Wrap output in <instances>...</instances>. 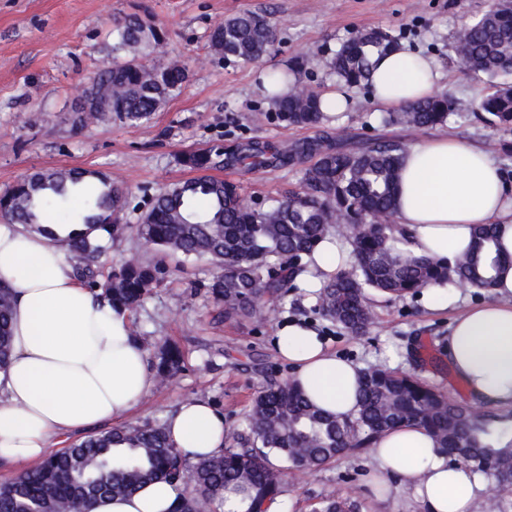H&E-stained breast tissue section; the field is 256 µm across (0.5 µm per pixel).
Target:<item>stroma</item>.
I'll use <instances>...</instances> for the list:
<instances>
[{
    "instance_id": "1",
    "label": "stroma",
    "mask_w": 512,
    "mask_h": 512,
    "mask_svg": "<svg viewBox=\"0 0 512 512\" xmlns=\"http://www.w3.org/2000/svg\"><path fill=\"white\" fill-rule=\"evenodd\" d=\"M496 0H0V190L38 171L59 168L98 170L121 182L130 204L121 218L127 231L102 263L119 267L131 254L163 261L167 274L144 304L131 312L133 332L148 345L176 344L185 368L168 386H157L127 416L130 424L164 419L180 402L197 397L219 407L228 428L242 426L252 398L266 378L290 375L274 346L283 323H310L329 349L364 365H387L398 357L397 373L413 375L461 401L469 396L454 376L446 351L452 311L429 309L416 295L388 300L374 296L376 320L360 338L314 311L306 289L266 308L263 321L228 320L208 286L214 267L204 259L158 257L146 250L135 227L165 185L192 178L183 155L214 145L228 148L248 139L282 150L306 140L335 141L348 150L368 139L414 142L401 124L384 122L364 86L350 88L347 111L313 127L280 120L263 88L262 75L286 69L300 85L322 91L336 78L327 67L341 45L357 31L381 28L401 45L440 61L442 90L456 110L446 124L427 129L433 137L451 133L483 145L512 184V128L478 119L479 99L489 90L483 76L462 65L456 36L490 10ZM244 11L266 15L277 28L273 50L249 63L214 51L211 27ZM138 14L165 35L163 46L147 56L164 67L181 62L187 78L179 94L151 122L131 126L99 122L78 131L72 108L83 85L112 53V20ZM301 163L265 170L214 169L213 177L239 185L246 200L264 205L298 189ZM368 453L354 450L316 471L284 469V512H312L330 487H357L360 512H420L404 480L389 496L370 487Z\"/></svg>"
}]
</instances>
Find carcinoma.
Returning a JSON list of instances; mask_svg holds the SVG:
<instances>
[{
	"label": "carcinoma",
	"instance_id": "1",
	"mask_svg": "<svg viewBox=\"0 0 512 512\" xmlns=\"http://www.w3.org/2000/svg\"><path fill=\"white\" fill-rule=\"evenodd\" d=\"M275 39L272 23L257 13L226 18L208 35L212 49L248 62L265 56ZM112 41V65L92 78L110 89L112 113L79 115L77 130L109 117L129 124L148 122L186 79L185 68L177 62L158 68L141 61L147 48L161 44L162 36L137 16L114 20ZM396 45L387 31L361 30L340 47L329 67L348 85L365 84L376 58ZM456 53L462 64L473 65L474 72L490 81L511 73L512 0H500L461 29ZM265 78L281 120L294 126L322 122L317 92L299 86L282 97L276 88L288 83V71H269ZM477 110L485 122L511 127L512 86L490 84ZM454 111L452 99L439 95L406 105L390 121L421 131L445 123ZM406 148L402 140H369L345 150L319 139L286 152L254 140L232 149L217 145L186 154L184 165L196 170L265 169L297 156L314 162L304 169L299 190L263 206L247 204L235 183L208 175L170 184L140 218L137 235L150 248L209 260L216 269L210 293L224 303L226 319H262L269 301L299 288L305 259L341 225L352 243V259L316 293V305L322 317L355 336L366 334L375 323L373 292L404 297L447 283L491 290L500 266L493 225H475L468 250L452 264L411 254L404 231H395V192ZM0 202L1 218L50 239L51 224L85 225L88 231L74 234L67 243L75 276L114 308L134 310L164 278L161 264L135 255L99 277L93 262L106 246L89 231L101 230L110 241L119 237L124 227L117 220L129 200L122 185L97 171L35 172L5 189ZM11 310V288L0 286V369L11 349ZM183 366L177 348H162L158 383H173ZM358 407L355 419L341 420L296 387L268 378L244 417L251 447L226 448L190 465L169 441L164 422L118 425L1 483L0 512H83L103 497L131 496L158 480H177L186 487L172 512H213L226 492L262 504L281 492L280 472L270 465L269 455L279 456L292 469L314 470L351 450L371 451L381 433L400 424L425 429L436 447L455 461L488 475L491 499L512 494V412L473 407L381 366L365 370ZM354 494L328 488L314 512H356Z\"/></svg>",
	"mask_w": 512,
	"mask_h": 512
}]
</instances>
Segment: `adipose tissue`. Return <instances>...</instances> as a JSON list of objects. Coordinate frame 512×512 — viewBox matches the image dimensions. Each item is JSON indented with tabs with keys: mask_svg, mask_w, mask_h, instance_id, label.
<instances>
[{
	"mask_svg": "<svg viewBox=\"0 0 512 512\" xmlns=\"http://www.w3.org/2000/svg\"><path fill=\"white\" fill-rule=\"evenodd\" d=\"M442 68L433 58L397 48L372 74L370 98L394 108L435 94ZM396 225L417 255L454 261L472 228L496 230L503 259L491 300L462 305L453 286L432 285L433 306L454 310L448 358L474 404L512 409V187L497 160L479 145L441 134L409 145L401 161ZM76 227L55 225L57 242L0 222V284L13 293L12 353L0 369V461L36 464L73 430L129 414L157 382L128 312L95 298L74 276L65 240ZM351 246L335 233L315 251L303 279L309 289L339 272ZM275 347L290 378L324 410L357 412L362 365L328 349L310 325L294 321ZM168 435L188 463L224 448V416L206 400L186 399L165 418ZM377 491L401 474L422 512H495L489 477L449 461L421 427L403 424L376 440L371 453ZM177 483L153 482L130 497L99 500L94 512H172Z\"/></svg>",
	"mask_w": 512,
	"mask_h": 512,
	"instance_id": "ef3b65f1",
	"label": "adipose tissue"
}]
</instances>
